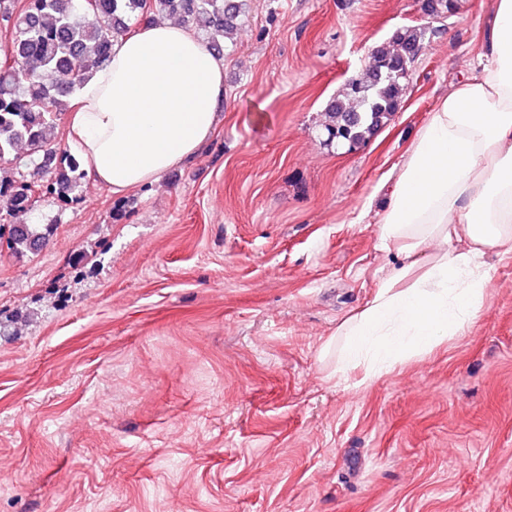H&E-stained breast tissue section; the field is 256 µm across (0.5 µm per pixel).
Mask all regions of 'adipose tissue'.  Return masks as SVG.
<instances>
[{"instance_id":"1","label":"adipose tissue","mask_w":512,"mask_h":512,"mask_svg":"<svg viewBox=\"0 0 512 512\" xmlns=\"http://www.w3.org/2000/svg\"><path fill=\"white\" fill-rule=\"evenodd\" d=\"M485 59L434 107L382 213L379 239L399 261L340 327L345 367L363 380L463 330L485 303L484 257H512V0H497ZM223 97V58L162 21L113 40L77 92L71 139L120 195L193 157Z\"/></svg>"}]
</instances>
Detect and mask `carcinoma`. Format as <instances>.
<instances>
[{"instance_id": "carcinoma-1", "label": "carcinoma", "mask_w": 512, "mask_h": 512, "mask_svg": "<svg viewBox=\"0 0 512 512\" xmlns=\"http://www.w3.org/2000/svg\"><path fill=\"white\" fill-rule=\"evenodd\" d=\"M458 0H425L431 18H443ZM241 0H0V19L11 23L12 39L0 61V161L14 148H29L32 172L0 168V202L7 211L32 206L34 194L68 205L86 178L82 158L62 147L56 132L68 107L93 71L109 59L112 39L130 34L133 18L155 23L176 16L207 33V45L223 53L219 38L234 41ZM425 28L403 26L371 50V62L351 78L326 107L327 142L353 150L365 144L398 112L410 77L413 55L424 47ZM13 252L47 245L46 224H0Z\"/></svg>"}]
</instances>
